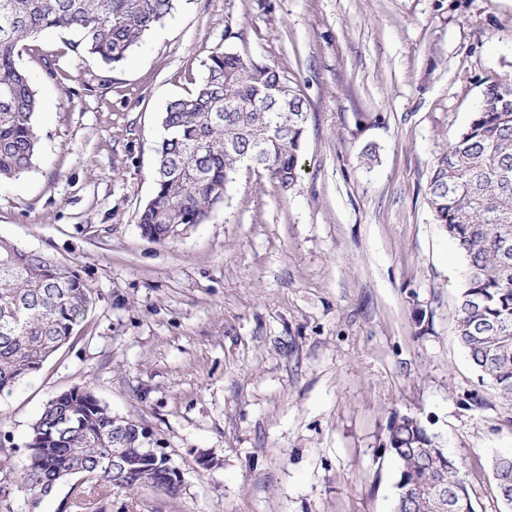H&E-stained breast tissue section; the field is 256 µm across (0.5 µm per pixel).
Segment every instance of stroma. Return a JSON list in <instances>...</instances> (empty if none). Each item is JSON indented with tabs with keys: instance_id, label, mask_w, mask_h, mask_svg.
<instances>
[{
	"instance_id": "1",
	"label": "stroma",
	"mask_w": 512,
	"mask_h": 512,
	"mask_svg": "<svg viewBox=\"0 0 512 512\" xmlns=\"http://www.w3.org/2000/svg\"><path fill=\"white\" fill-rule=\"evenodd\" d=\"M71 39L20 49L39 153L0 182V238L75 265L92 304L0 395V432L23 442L50 397L88 386L180 471L177 494L106 512H389L379 439L414 414L467 461L475 512H504L489 460L512 449V406L461 405L478 385L455 336L464 266L426 187L485 80L512 78V0H179L109 72ZM219 48L299 90L300 177L284 194L241 169L206 223L150 241L159 116Z\"/></svg>"
}]
</instances>
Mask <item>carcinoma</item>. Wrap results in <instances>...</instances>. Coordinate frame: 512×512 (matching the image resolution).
Wrapping results in <instances>:
<instances>
[{
  "label": "carcinoma",
  "mask_w": 512,
  "mask_h": 512,
  "mask_svg": "<svg viewBox=\"0 0 512 512\" xmlns=\"http://www.w3.org/2000/svg\"><path fill=\"white\" fill-rule=\"evenodd\" d=\"M177 0H0V181L19 177L38 155L37 91L18 66V46L45 30L75 35L73 48L100 64L120 65ZM308 114L288 76L226 48L213 51L205 74L168 102L155 149L154 190L139 213L143 236L159 243L179 226L203 224L224 202L241 165L265 170L282 192L298 180ZM427 203L465 264L456 337L480 386L512 404V79L486 83L471 120L436 157ZM75 268L0 239V392L39 371L67 344L89 305ZM0 434V480L36 509L69 486L57 512L92 507L133 488L177 491L179 470L149 447L138 424L112 416L88 388L46 402L24 442ZM396 465L392 512H434L423 493L447 497V512H475L466 462L432 447L422 420L392 414L379 442ZM499 496L512 493V454H497Z\"/></svg>",
  "instance_id": "cac0c4a2"
}]
</instances>
